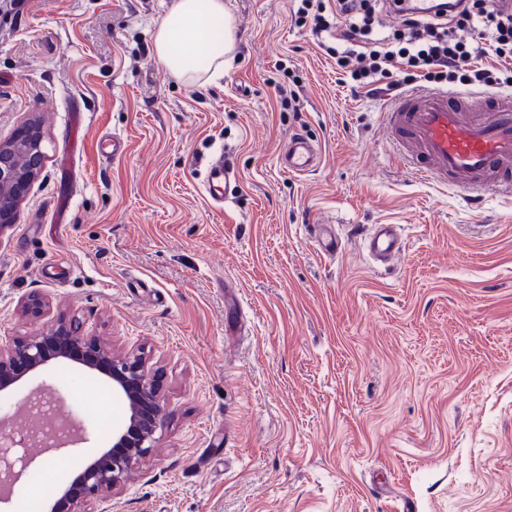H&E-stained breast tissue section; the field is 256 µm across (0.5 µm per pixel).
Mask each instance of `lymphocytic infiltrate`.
I'll return each mask as SVG.
<instances>
[{
  "label": "lymphocytic infiltrate",
  "instance_id": "lymphocytic-infiltrate-1",
  "mask_svg": "<svg viewBox=\"0 0 512 512\" xmlns=\"http://www.w3.org/2000/svg\"><path fill=\"white\" fill-rule=\"evenodd\" d=\"M395 0H298L296 25L323 44L352 93L393 98L407 87L512 88V10L501 0H442L431 15L408 17Z\"/></svg>",
  "mask_w": 512,
  "mask_h": 512
}]
</instances>
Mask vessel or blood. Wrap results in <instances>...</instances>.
Returning <instances> with one entry per match:
<instances>
[{"label":"vessel or blood","instance_id":"b4317fda","mask_svg":"<svg viewBox=\"0 0 512 512\" xmlns=\"http://www.w3.org/2000/svg\"><path fill=\"white\" fill-rule=\"evenodd\" d=\"M386 121L396 157L404 169L428 182L449 184L477 197L492 191L512 195V96L453 91H412L390 101ZM316 141L303 133L289 137L279 154L281 168L293 175L313 171L319 160ZM234 169L211 161L204 190L215 203L227 202L237 181ZM313 237L319 252L335 256L340 241L332 224H317ZM364 247L374 262L402 251L400 227L373 225Z\"/></svg>","mask_w":512,"mask_h":512}]
</instances>
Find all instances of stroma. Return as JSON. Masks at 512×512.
Listing matches in <instances>:
<instances>
[{"mask_svg": "<svg viewBox=\"0 0 512 512\" xmlns=\"http://www.w3.org/2000/svg\"><path fill=\"white\" fill-rule=\"evenodd\" d=\"M171 3L0 0V142L33 119L46 154L0 230V337L76 320L142 357L169 410L112 512H512V196L474 205L393 163L385 100L339 81L293 0H224V75L185 84L153 52ZM287 62L297 112L275 96ZM298 132L323 150L304 176L277 161ZM220 153L239 176L221 209L203 190ZM371 224L402 227L388 267L356 232ZM41 383L88 428L127 414L107 377L60 364L15 387L12 424ZM70 459L0 512L52 504ZM313 237L319 252L325 257H334L340 246V240L336 234V227L333 224H315Z\"/></svg>", "mask_w": 512, "mask_h": 512, "instance_id": "1", "label": "stroma"}]
</instances>
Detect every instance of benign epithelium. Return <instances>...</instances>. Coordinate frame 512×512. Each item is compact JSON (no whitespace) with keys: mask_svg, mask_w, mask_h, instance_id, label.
<instances>
[{"mask_svg":"<svg viewBox=\"0 0 512 512\" xmlns=\"http://www.w3.org/2000/svg\"><path fill=\"white\" fill-rule=\"evenodd\" d=\"M42 142L40 127L30 122L10 141L0 143V228L14 222L19 203L44 167ZM18 155L24 158L22 166L14 164ZM65 361L110 378L113 394L128 405L127 419L112 430V447L89 460L64 492L63 512H79V505L91 499L103 504V512H110L126 473L153 447L157 430L169 416L168 407L141 358L117 355L95 337L81 334L76 324L63 320L39 336L0 344V391L53 362ZM61 426L66 436L42 449L44 463L68 451L76 437L87 433L70 416L61 419ZM15 447L13 431L1 423L0 501L9 499L14 486L37 463L35 457L16 455Z\"/></svg>","mask_w":512,"mask_h":512,"instance_id":"7a95c632","label":"benign epithelium"}]
</instances>
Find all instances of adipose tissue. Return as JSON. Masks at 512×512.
<instances>
[{
	"mask_svg": "<svg viewBox=\"0 0 512 512\" xmlns=\"http://www.w3.org/2000/svg\"><path fill=\"white\" fill-rule=\"evenodd\" d=\"M233 44L224 0H174L156 28L154 52L169 72L193 85L208 72L223 74Z\"/></svg>",
	"mask_w": 512,
	"mask_h": 512,
	"instance_id": "1",
	"label": "adipose tissue"
}]
</instances>
